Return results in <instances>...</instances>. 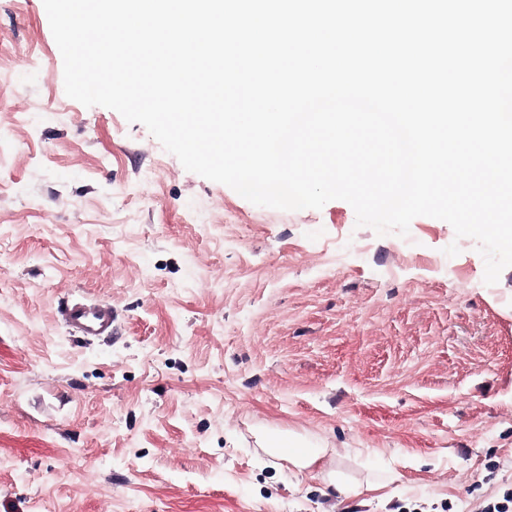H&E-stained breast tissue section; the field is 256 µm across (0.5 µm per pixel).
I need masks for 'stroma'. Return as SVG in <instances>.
<instances>
[{"label": "stroma", "instance_id": "obj_1", "mask_svg": "<svg viewBox=\"0 0 512 512\" xmlns=\"http://www.w3.org/2000/svg\"><path fill=\"white\" fill-rule=\"evenodd\" d=\"M484 270L445 221L380 236L186 170L66 96L43 0H0V512H483L512 494V267ZM271 435L340 454L299 471ZM59 319L80 336H102L112 332V306L87 305L65 300L59 307Z\"/></svg>", "mask_w": 512, "mask_h": 512}]
</instances>
